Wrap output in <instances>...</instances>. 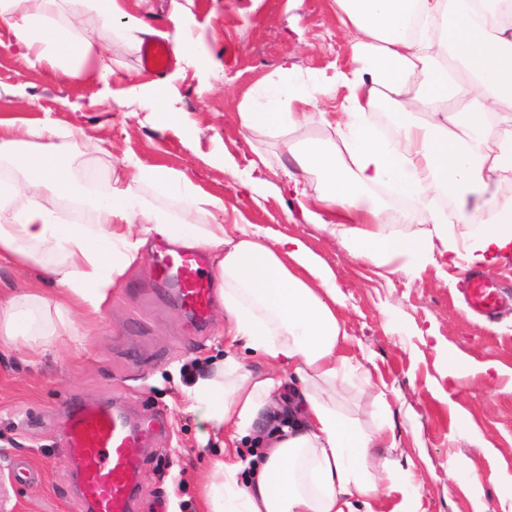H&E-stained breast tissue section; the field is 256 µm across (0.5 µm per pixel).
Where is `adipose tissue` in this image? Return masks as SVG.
I'll list each match as a JSON object with an SVG mask.
<instances>
[{"mask_svg": "<svg viewBox=\"0 0 512 512\" xmlns=\"http://www.w3.org/2000/svg\"><path fill=\"white\" fill-rule=\"evenodd\" d=\"M23 0H0V22L28 53L51 65L79 62L104 82L110 67L72 24L30 12ZM353 29L356 62L349 71L307 77L281 65L240 122L275 138L318 123L337 140L286 146L304 181L318 193L305 215L334 236L354 260L383 265L399 258L404 274L428 265L466 270L512 256V0H333ZM347 90L336 115L314 111L322 96ZM424 118H416V110ZM395 122L383 135L380 113ZM50 121L0 123V264L37 265L47 282L0 295V345L54 347L68 337L81 347L103 316L113 288L149 243L217 251V297L224 334L270 365L263 375L217 362L188 389L189 409L219 436L202 495L207 512H378L383 491L398 490L393 512H421V491L399 487L381 449L396 447L394 430H365L336 410L351 378L372 385L369 366L347 352L340 317L345 302L333 271L299 238L272 236L253 224L208 223L222 199L185 174L125 158L122 174L95 199L92 224L62 220L72 204L71 172ZM167 194L179 216L144 203L143 188ZM387 188L413 201L399 233L383 217L373 191ZM453 210L437 205L439 196ZM467 225L457 234L456 225ZM298 414L260 430L256 422L285 378ZM257 438L261 455L236 448Z\"/></svg>", "mask_w": 512, "mask_h": 512, "instance_id": "adipose-tissue-1", "label": "adipose tissue"}]
</instances>
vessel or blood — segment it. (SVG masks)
<instances>
[{
    "label": "vessel or blood",
    "instance_id": "vessel-or-blood-1",
    "mask_svg": "<svg viewBox=\"0 0 512 512\" xmlns=\"http://www.w3.org/2000/svg\"><path fill=\"white\" fill-rule=\"evenodd\" d=\"M145 68L166 72L173 62L162 42H145L140 51ZM209 258L198 251L166 252L153 264L155 279L173 288L194 325L205 324L213 308V282ZM465 296L471 310L489 319L499 316V292L478 273L466 281ZM166 427L156 413L131 420L116 403L78 405L68 410L62 453L76 475V494L89 512H132L140 485L147 442Z\"/></svg>",
    "mask_w": 512,
    "mask_h": 512
}]
</instances>
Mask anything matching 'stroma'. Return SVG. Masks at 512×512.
Listing matches in <instances>:
<instances>
[{
	"mask_svg": "<svg viewBox=\"0 0 512 512\" xmlns=\"http://www.w3.org/2000/svg\"><path fill=\"white\" fill-rule=\"evenodd\" d=\"M120 6L124 17L143 21L170 46L191 36L202 48L199 61L179 56L157 74L141 66L139 45L113 39L74 0H29L30 11L74 20L113 74L102 84L79 64L27 59L12 29L0 23V121L52 120L73 177L91 168L107 182L127 156L164 165L223 198L226 219L238 215L268 233L302 239L335 273L350 354L369 355L378 368L396 411L399 447L391 455L421 486L424 512H512V262L484 272L511 299L487 322L462 301L463 272L444 275L430 266L410 277L393 262L354 261L336 238L306 223L285 179L268 170L262 182L250 179V160L281 157L285 147L242 127L248 98L285 63L302 76L354 65L353 34L331 0H120ZM170 109L184 113L194 139L168 124ZM100 141L111 144V155L96 152ZM228 156L237 174L225 171ZM152 264L145 259L118 284L84 347L0 348V512H85L61 455L60 432L73 403L98 401L119 403L133 418L162 413L168 420L144 448L136 512H151L160 498L167 512H201L205 426L187 410V369L227 356L255 374L265 364L225 343L220 309L194 329L171 289L156 283ZM372 395L355 380L337 406L374 430L382 420ZM21 460L34 479H15ZM459 473L471 482L456 481Z\"/></svg>",
	"mask_w": 512,
	"mask_h": 512,
	"instance_id": "35a3bbf8",
	"label": "stroma"
}]
</instances>
